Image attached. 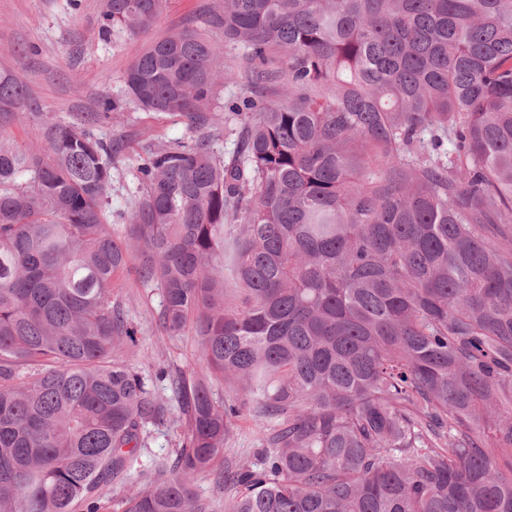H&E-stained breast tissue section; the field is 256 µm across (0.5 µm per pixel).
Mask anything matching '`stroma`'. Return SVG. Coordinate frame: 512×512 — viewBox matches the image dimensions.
<instances>
[{"instance_id":"obj_1","label":"stroma","mask_w":512,"mask_h":512,"mask_svg":"<svg viewBox=\"0 0 512 512\" xmlns=\"http://www.w3.org/2000/svg\"><path fill=\"white\" fill-rule=\"evenodd\" d=\"M221 0H168L154 24L138 36L121 29L100 30L103 0H0V69L15 72L28 93L27 116L0 131V147L44 145V120L72 123L88 112L99 111L102 101L118 106L110 119L100 122L97 134L118 142L121 152L112 170L107 211L117 231H124L138 206L140 169L155 146L187 141L197 135L184 117L142 111L127 102L123 77L134 57L152 42L172 33L197 27L201 16ZM217 90L220 108L210 113L207 128L215 135L214 149L232 156L237 122L227 103L243 92L241 79H227ZM112 299L123 305L136 330V344L121 353L153 385L165 408L163 420L147 428V448L138 468H147L158 456H171L179 437V402L170 381L159 379V368L191 372L199 360L193 330L176 337L159 321L162 293L144 282L136 265L120 272L112 284ZM265 429L250 414H243L226 442L225 460L244 462L262 444Z\"/></svg>"}]
</instances>
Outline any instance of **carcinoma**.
<instances>
[{
  "label": "carcinoma",
  "instance_id": "carcinoma-1",
  "mask_svg": "<svg viewBox=\"0 0 512 512\" xmlns=\"http://www.w3.org/2000/svg\"><path fill=\"white\" fill-rule=\"evenodd\" d=\"M167 2L104 0L101 29ZM201 25L144 48L126 94L205 126L223 33L246 50L235 153L155 149L127 236L96 133L117 105L0 148V512H104L164 416L116 359L136 258L200 358L172 378L175 459L125 512H217L194 479L244 410L264 448L224 466V512H512V0H224ZM26 101L0 70V129Z\"/></svg>",
  "mask_w": 512,
  "mask_h": 512
}]
</instances>
